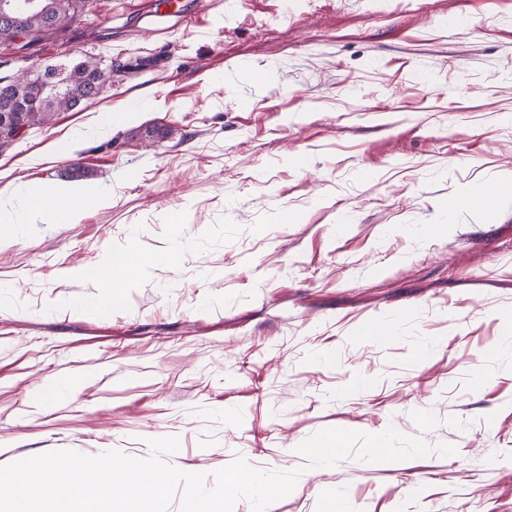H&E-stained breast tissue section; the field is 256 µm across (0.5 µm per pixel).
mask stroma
Instances as JSON below:
<instances>
[{"mask_svg":"<svg viewBox=\"0 0 512 512\" xmlns=\"http://www.w3.org/2000/svg\"><path fill=\"white\" fill-rule=\"evenodd\" d=\"M85 56L111 87L0 150L17 219L0 239V466L144 458L174 436L165 460L185 472L301 469L274 512L339 491L346 512H512V191L448 211L512 173V0H96L0 43V78ZM76 163L100 205L71 224L23 210L22 190L69 187ZM176 245L111 318L82 310L109 254ZM407 307L394 337L364 339ZM391 426L458 453L308 470L296 451ZM508 186L499 187L497 189H484L479 194H470L464 197L452 198L448 200V211L454 213L460 208H480L489 204L494 197L502 191H509Z\"/></svg>","mask_w":512,"mask_h":512,"instance_id":"35a3bbf8","label":"stroma"}]
</instances>
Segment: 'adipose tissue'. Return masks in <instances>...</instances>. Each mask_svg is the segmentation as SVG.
Returning a JSON list of instances; mask_svg holds the SVG:
<instances>
[{
  "label": "adipose tissue",
  "mask_w": 512,
  "mask_h": 512,
  "mask_svg": "<svg viewBox=\"0 0 512 512\" xmlns=\"http://www.w3.org/2000/svg\"><path fill=\"white\" fill-rule=\"evenodd\" d=\"M98 202L99 196L91 188L71 189L65 192L32 189L27 192L25 198L28 209L43 214L57 224L72 223L76 210L95 206ZM178 259L179 252L175 249L150 257L132 251L111 253L97 274L105 289L104 295L98 300L99 305L111 310L118 309L121 305L122 288H125L145 265L165 263L172 266Z\"/></svg>",
  "instance_id": "ef3b65f1"
}]
</instances>
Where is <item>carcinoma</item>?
<instances>
[{"mask_svg":"<svg viewBox=\"0 0 512 512\" xmlns=\"http://www.w3.org/2000/svg\"><path fill=\"white\" fill-rule=\"evenodd\" d=\"M88 0H35L24 19L20 35L34 40L76 18ZM111 78L92 57L50 65L34 74V80H0V148L11 144L20 126L52 123L63 112L93 100L95 85Z\"/></svg>","mask_w":512,"mask_h":512,"instance_id":"obj_1","label":"carcinoma"}]
</instances>
